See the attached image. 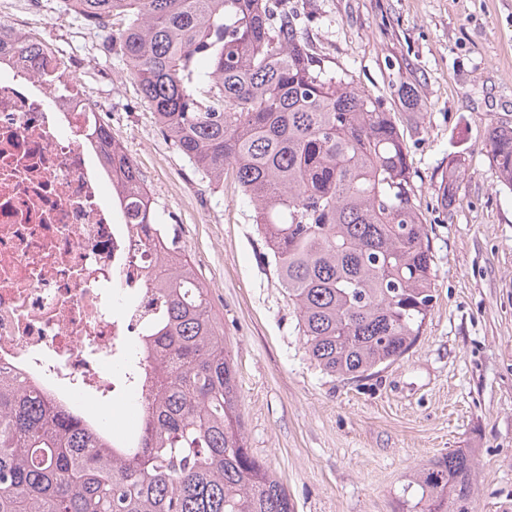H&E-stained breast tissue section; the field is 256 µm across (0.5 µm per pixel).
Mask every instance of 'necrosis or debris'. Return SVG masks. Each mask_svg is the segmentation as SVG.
<instances>
[{
    "mask_svg": "<svg viewBox=\"0 0 512 512\" xmlns=\"http://www.w3.org/2000/svg\"><path fill=\"white\" fill-rule=\"evenodd\" d=\"M42 73L0 61V371L84 413L105 392L142 398L131 351L161 302L136 258L112 174L81 135L82 94L48 100Z\"/></svg>",
    "mask_w": 512,
    "mask_h": 512,
    "instance_id": "1",
    "label": "necrosis or debris"
}]
</instances>
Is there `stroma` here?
<instances>
[{"label":"stroma","mask_w":512,"mask_h":512,"mask_svg":"<svg viewBox=\"0 0 512 512\" xmlns=\"http://www.w3.org/2000/svg\"><path fill=\"white\" fill-rule=\"evenodd\" d=\"M27 4L0 0V22L63 59L177 226L224 327L247 446L295 512H402L414 471L457 448L475 451L472 512H512V190L485 149L492 126L512 125V0H281L326 66L396 121L437 270L416 343L359 380L310 362L246 196L178 153L106 32L66 0ZM452 159L466 174L444 207Z\"/></svg>","instance_id":"35a3bbf8"}]
</instances>
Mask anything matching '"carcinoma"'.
<instances>
[{"label": "carcinoma", "instance_id": "1", "mask_svg": "<svg viewBox=\"0 0 512 512\" xmlns=\"http://www.w3.org/2000/svg\"><path fill=\"white\" fill-rule=\"evenodd\" d=\"M113 27L134 79L176 149L209 183L230 173L255 212L309 359L369 376L415 344L436 300L428 230L391 113L307 47L273 0H67ZM32 70L65 62L0 23V53ZM112 189L153 256L162 314L140 338V435L119 446L36 385L0 372V512H294L244 437L236 370L209 292L174 224H162L134 160L90 126ZM486 149L512 190V126ZM465 168L442 174L443 206ZM475 449L417 469L408 512H469Z\"/></svg>", "mask_w": 512, "mask_h": 512}]
</instances>
